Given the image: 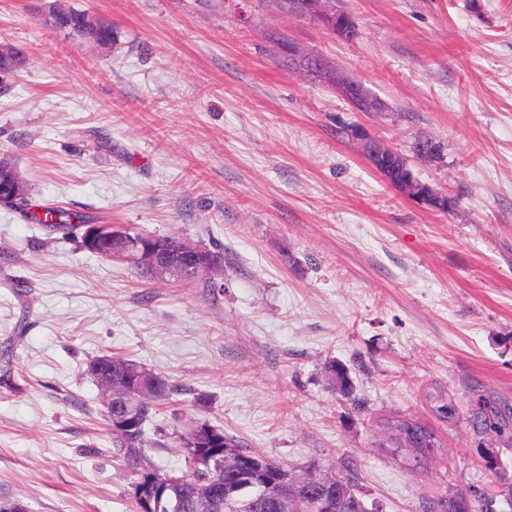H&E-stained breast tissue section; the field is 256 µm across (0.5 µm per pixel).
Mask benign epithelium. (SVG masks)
<instances>
[{"label":"benign epithelium","mask_w":512,"mask_h":512,"mask_svg":"<svg viewBox=\"0 0 512 512\" xmlns=\"http://www.w3.org/2000/svg\"><path fill=\"white\" fill-rule=\"evenodd\" d=\"M327 0H307L299 17L317 23L331 31L337 23L336 16L325 7ZM318 81L337 91L361 112L383 113L385 104L357 79L339 71L324 60L319 65ZM347 136L358 151L368 160L396 191L420 206L443 210L448 199L429 184L420 180L407 161L397 151L373 137L363 126L347 128ZM27 203L23 184L13 176L0 182V199ZM84 237L94 245L99 255L121 261H134L148 270L156 279L172 278L195 284H208L214 274L223 267V256L207 248L185 242L177 253H165L155 245L156 236L141 233L137 239L129 235V226L121 224H87ZM103 403L110 410L112 423L132 427L140 421V410L148 403V381L139 376L126 378L124 384L116 385L110 380L99 383ZM230 483L226 495L242 501H250L267 492L271 479L253 467L245 465L238 453L224 455L221 462ZM298 484L302 487L319 485L324 491V500L336 497V474L310 465L293 469ZM197 501L206 503L216 496L215 485L208 480H199L194 485ZM276 512H301L302 501L297 495L279 494L273 498Z\"/></svg>","instance_id":"obj_1"}]
</instances>
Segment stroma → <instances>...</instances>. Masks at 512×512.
Returning a JSON list of instances; mask_svg holds the SVG:
<instances>
[{
	"label": "stroma",
	"instance_id": "stroma-1",
	"mask_svg": "<svg viewBox=\"0 0 512 512\" xmlns=\"http://www.w3.org/2000/svg\"><path fill=\"white\" fill-rule=\"evenodd\" d=\"M117 31L100 48L42 24L58 5ZM349 41L273 0H0V158L32 206L176 234L224 256L215 290L129 264L0 208V499L27 512H135L87 367L114 354L178 385L145 457L184 470L201 424L244 448L352 473L384 512L512 485V443L434 395L512 407V0H331ZM288 39L387 106L358 111L285 68ZM364 125L444 192L401 196L343 134ZM439 145L432 160L413 146ZM345 365L352 398L329 384ZM410 415L439 447L415 461L375 422ZM495 458L487 468V458Z\"/></svg>",
	"mask_w": 512,
	"mask_h": 512
}]
</instances>
